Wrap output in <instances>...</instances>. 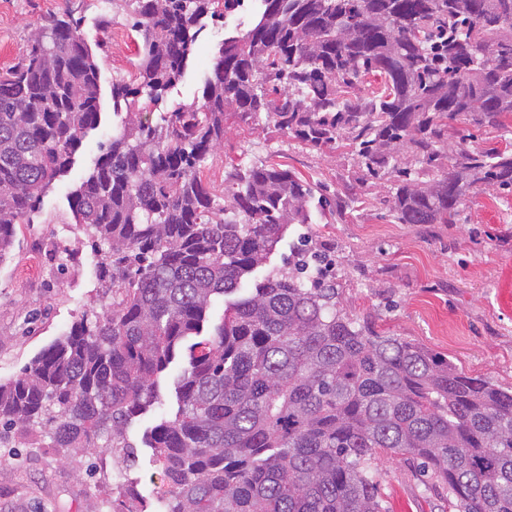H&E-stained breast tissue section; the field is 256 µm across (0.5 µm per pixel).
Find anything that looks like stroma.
Segmentation results:
<instances>
[{
	"instance_id": "stroma-1",
	"label": "stroma",
	"mask_w": 512,
	"mask_h": 512,
	"mask_svg": "<svg viewBox=\"0 0 512 512\" xmlns=\"http://www.w3.org/2000/svg\"><path fill=\"white\" fill-rule=\"evenodd\" d=\"M74 13L96 45L102 67V119L27 222L16 227L8 259L0 263V382L21 375L44 346L62 336L84 311L111 304L98 276L99 255L75 224L70 193L94 167L100 143L125 119L112 110L115 80L137 73L136 34L127 0H0V72L28 52L36 29L55 15ZM224 26L208 24L183 78L153 108L155 115L198 104L211 74ZM289 166L317 192L338 195L334 212L312 210L293 225L271 258L284 266L299 233L312 235L331 259L341 305L369 318L373 331L399 336L447 357L457 368L512 389V196L483 189L470 196L455 224H401L384 199L389 178L367 175L344 147L313 148L261 116L249 121L227 112L224 147L201 175L216 199L235 166ZM171 410L155 406L128 431L136 460L128 471L143 499L161 489V471L141 444L146 427ZM0 464V512H103L102 492L82 468L60 463L41 448H16ZM385 512H453L446 489L426 484L401 459L379 464Z\"/></svg>"
}]
</instances>
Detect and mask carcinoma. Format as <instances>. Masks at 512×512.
<instances>
[{
	"label": "carcinoma",
	"instance_id": "obj_1",
	"mask_svg": "<svg viewBox=\"0 0 512 512\" xmlns=\"http://www.w3.org/2000/svg\"><path fill=\"white\" fill-rule=\"evenodd\" d=\"M244 2L129 0L138 73L112 84L113 111L162 100L206 21ZM259 2L253 26L224 38L202 104L160 125L127 120L70 193L75 223L109 247L99 275L112 306L84 312L0 382V448L47 429L57 457L95 458L99 487L142 512L112 472L134 462L127 428L178 363L177 409L143 435L164 512H383L384 456L447 484L455 512H512V390L348 317L326 283L332 260L308 236L288 266L243 287L290 226L310 223L312 189L285 166L253 165L231 175L220 205L200 177L231 102L244 120L264 112L390 175L386 203L402 224H454L478 186L512 195V152L444 149L451 121H512V0ZM370 75L379 82L360 88ZM100 77L71 14L0 73V263L15 224L99 127ZM403 147L421 167L390 164ZM431 167L440 177L420 180Z\"/></svg>",
	"mask_w": 512,
	"mask_h": 512
}]
</instances>
